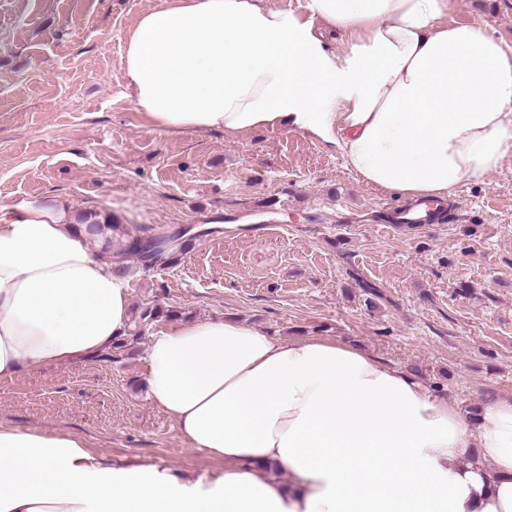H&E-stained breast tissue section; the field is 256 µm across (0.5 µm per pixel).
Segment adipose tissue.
Masks as SVG:
<instances>
[{
	"label": "adipose tissue",
	"mask_w": 512,
	"mask_h": 512,
	"mask_svg": "<svg viewBox=\"0 0 512 512\" xmlns=\"http://www.w3.org/2000/svg\"><path fill=\"white\" fill-rule=\"evenodd\" d=\"M450 3L307 0L304 19L272 0H169L129 36L132 98L157 131L290 127L369 185L449 198L512 154V50L445 24ZM316 21L349 51H328ZM129 312L67 201L0 205V378L110 350ZM144 384L222 475L0 425V512H512V397L464 416L356 347L221 317L154 335Z\"/></svg>",
	"instance_id": "ef3b65f1"
}]
</instances>
